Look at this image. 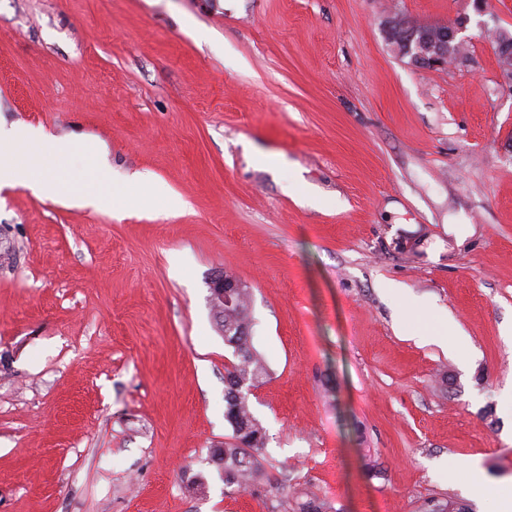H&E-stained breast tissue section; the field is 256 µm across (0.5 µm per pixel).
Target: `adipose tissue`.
<instances>
[{
  "label": "adipose tissue",
  "instance_id": "ef3b65f1",
  "mask_svg": "<svg viewBox=\"0 0 512 512\" xmlns=\"http://www.w3.org/2000/svg\"><path fill=\"white\" fill-rule=\"evenodd\" d=\"M53 157L59 164L70 163V145L65 141L44 138L37 132L19 127L0 126V179L19 181L25 184L50 187L55 200L80 201L86 206H95L101 197L107 196L108 184L104 164H97L95 172L100 185L96 194L83 193L72 177L49 179L45 166L46 157Z\"/></svg>",
  "mask_w": 512,
  "mask_h": 512
}]
</instances>
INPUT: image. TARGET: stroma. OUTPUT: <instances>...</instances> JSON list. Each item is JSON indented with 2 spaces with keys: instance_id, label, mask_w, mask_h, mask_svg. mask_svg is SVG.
<instances>
[{
  "instance_id": "1",
  "label": "stroma",
  "mask_w": 512,
  "mask_h": 512,
  "mask_svg": "<svg viewBox=\"0 0 512 512\" xmlns=\"http://www.w3.org/2000/svg\"><path fill=\"white\" fill-rule=\"evenodd\" d=\"M393 11L462 20L466 58L415 66ZM494 27L512 0H0V123L67 140L75 175L104 157L112 188L0 189V512H292L296 487L336 512H496L464 486L512 481ZM149 185L182 208L135 205ZM221 271L267 366L269 479L239 492L208 462L232 435Z\"/></svg>"
}]
</instances>
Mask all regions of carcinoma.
I'll use <instances>...</instances> for the list:
<instances>
[{"mask_svg": "<svg viewBox=\"0 0 512 512\" xmlns=\"http://www.w3.org/2000/svg\"><path fill=\"white\" fill-rule=\"evenodd\" d=\"M252 316L247 289L241 288L233 305L224 308L221 327L224 342L233 348L238 362L224 368V419L232 429V442L215 448L210 461L216 466L224 487L244 490L265 479L261 457L264 454L266 433L249 408L248 390L265 375L251 343ZM295 493L294 512H333L332 504L317 495L301 500ZM420 512H469L468 508L448 497L430 499Z\"/></svg>", "mask_w": 512, "mask_h": 512, "instance_id": "obj_1", "label": "carcinoma"}]
</instances>
